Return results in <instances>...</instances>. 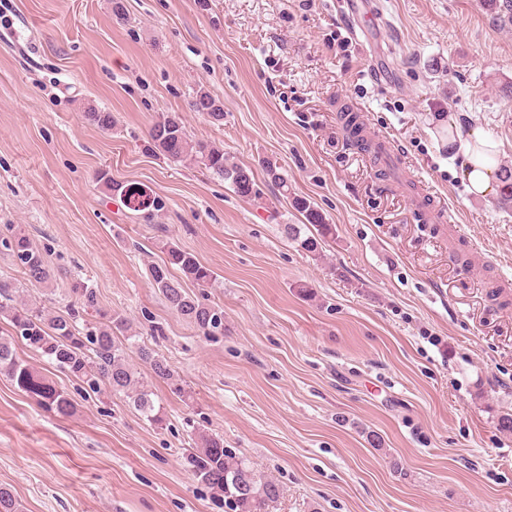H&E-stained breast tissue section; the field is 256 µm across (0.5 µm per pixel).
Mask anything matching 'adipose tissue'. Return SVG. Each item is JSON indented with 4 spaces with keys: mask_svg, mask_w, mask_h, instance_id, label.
I'll list each match as a JSON object with an SVG mask.
<instances>
[{
    "mask_svg": "<svg viewBox=\"0 0 512 512\" xmlns=\"http://www.w3.org/2000/svg\"><path fill=\"white\" fill-rule=\"evenodd\" d=\"M458 139L462 150L461 174L469 193L484 198L499 193L502 183L495 162L497 146L493 140L477 127L459 134Z\"/></svg>",
    "mask_w": 512,
    "mask_h": 512,
    "instance_id": "1",
    "label": "adipose tissue"
}]
</instances>
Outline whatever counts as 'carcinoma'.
Returning <instances> with one entry per match:
<instances>
[{
    "instance_id": "carcinoma-1",
    "label": "carcinoma",
    "mask_w": 512,
    "mask_h": 512,
    "mask_svg": "<svg viewBox=\"0 0 512 512\" xmlns=\"http://www.w3.org/2000/svg\"><path fill=\"white\" fill-rule=\"evenodd\" d=\"M484 5L497 20L512 26V0H484ZM216 104L218 101L206 89L201 87L196 91L194 110L221 125L224 113L217 111ZM343 123L356 146L379 158L381 147L373 150L365 143L356 112L346 109ZM150 137L151 149L156 155L174 164L188 163L205 169L227 182L240 197L257 195L252 170L234 161L224 153V148L189 138L179 113H158L152 122ZM263 168L271 182L283 194H288V179L279 167L267 160ZM294 208L305 222L284 225L288 239L299 250L313 257L320 256L326 237L333 234L332 225L305 198L294 199ZM308 226L314 227L316 233H307ZM0 246L19 261L30 285L37 287L55 277L46 256L14 225H4L0 231ZM165 247L166 261L149 270L153 287L171 309L191 322L197 335L206 338L224 335L223 311L203 302L204 294L189 291L191 286L200 290L211 286L216 280L215 272L179 246L170 242ZM175 269L179 274L173 273ZM72 292L80 307H70L64 314L53 315L41 305L18 300L19 287L11 280L0 279V317L8 321L12 330L11 335L0 336V374L33 397L44 412L63 418L75 414L72 398L17 353L14 341L19 339L30 351L48 357L57 368L82 379L90 391L121 393L132 400L147 421L160 423L162 418L155 412L148 384L128 362L127 350L134 344L135 337H119L129 330L127 319L115 314L101 321L87 320L83 312L97 309L95 289L78 284ZM139 353L155 377L168 382L172 392L185 394L165 360L154 356L145 346L139 347ZM184 460L193 477L210 490L216 503L227 506L232 512H269L283 495L278 483L225 448L221 437L204 432L194 434Z\"/></svg>"
}]
</instances>
